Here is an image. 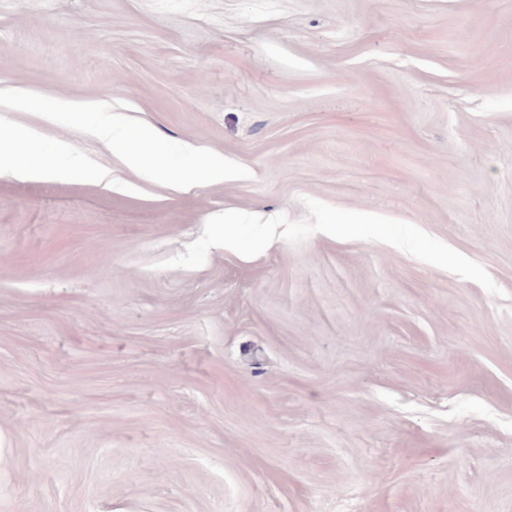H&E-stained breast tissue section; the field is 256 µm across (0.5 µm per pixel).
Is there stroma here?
<instances>
[{
    "label": "stroma",
    "mask_w": 512,
    "mask_h": 512,
    "mask_svg": "<svg viewBox=\"0 0 512 512\" xmlns=\"http://www.w3.org/2000/svg\"><path fill=\"white\" fill-rule=\"evenodd\" d=\"M1 86L122 184L0 176V512H512V0H0ZM0 96L2 99L7 97L10 100L11 105L15 108L36 109L40 112H43L42 118L45 122H51L53 114L52 112H57L68 107L66 103H56L53 106H49L28 95H23L20 93L11 94L10 89H0ZM86 134L110 148L139 179L156 181L165 174L157 161L147 159L135 146L124 112H98L97 121Z\"/></svg>",
    "instance_id": "35a3bbf8"
}]
</instances>
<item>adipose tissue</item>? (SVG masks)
<instances>
[{"mask_svg":"<svg viewBox=\"0 0 512 512\" xmlns=\"http://www.w3.org/2000/svg\"><path fill=\"white\" fill-rule=\"evenodd\" d=\"M87 135L111 149L125 166L144 181H155L162 177L163 170L158 162L147 159L142 151L143 145L154 140L151 128L142 127L130 132L127 117L121 112L99 113L95 123L86 130ZM43 141V132L38 128L12 131L5 122H0V175H9L17 179L41 181L45 179L68 180L76 176L94 178L107 188L115 187L111 169L100 166L91 157L78 153L65 140L56 141L54 151L68 156L66 167H58L53 159H45L41 164L32 166L26 163L22 155L38 150Z\"/></svg>","mask_w":512,"mask_h":512,"instance_id":"ef3b65f1","label":"adipose tissue"}]
</instances>
